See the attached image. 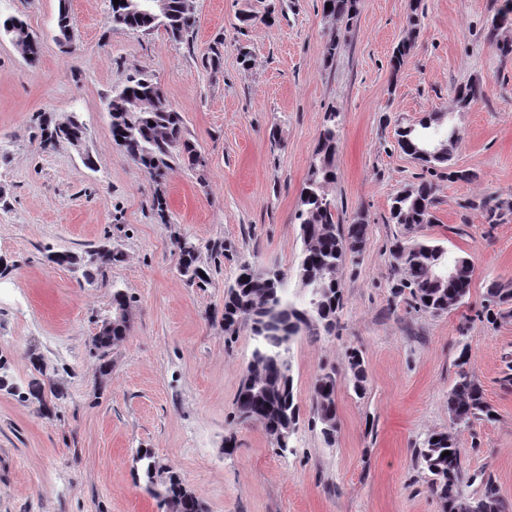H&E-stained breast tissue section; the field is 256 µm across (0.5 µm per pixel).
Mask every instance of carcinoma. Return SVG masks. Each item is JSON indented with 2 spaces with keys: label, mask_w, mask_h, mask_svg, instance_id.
I'll return each instance as SVG.
<instances>
[{
  "label": "carcinoma",
  "mask_w": 512,
  "mask_h": 512,
  "mask_svg": "<svg viewBox=\"0 0 512 512\" xmlns=\"http://www.w3.org/2000/svg\"><path fill=\"white\" fill-rule=\"evenodd\" d=\"M330 4L325 14L352 20L358 0H323ZM166 10L156 18L150 0H119L111 6L112 22L133 31L165 29L169 37L181 42L193 33L196 19L187 0H165ZM58 42H71V24L66 0H60L57 18ZM0 33L10 36L29 63L40 55V42L29 33L25 22L17 16L0 19ZM411 42H402L392 56L393 74L407 63ZM482 94L476 83L455 90V104L464 111ZM112 139L153 181L163 185L171 163L180 160L192 169L205 167V159L185 136L182 115L168 102L161 86L149 75L138 72L114 91L109 103ZM338 113L329 112L319 133L308 178L300 193L299 221L302 250L295 268V288L270 278L267 273L241 266L232 285L224 291V335L232 340L241 323L249 324L254 347L245 367L246 383L239 389L234 418L240 423L262 428L269 436L291 435L300 421V406L294 391L291 347L301 331L317 336L331 333L343 296L338 274L348 259L360 253L368 235V224L357 218L349 224L340 222L336 199L328 193L336 181L335 155L338 140ZM426 129L424 122L400 127L396 131L397 145L409 153L410 141ZM43 140L66 141L70 145L83 139L84 126L75 114L56 119L43 114L40 119ZM444 146L440 157L428 159L430 165L448 167L451 181H470L476 174L451 167L453 152L459 137L443 133ZM434 184L423 180L414 188L397 194L390 207L391 220L410 228L431 224L435 219ZM488 223L497 224L504 211L512 205L493 198L470 203ZM179 274L191 284H205L201 276L207 269L199 263L200 246L187 238L175 242ZM393 273L392 293L402 298L416 311L442 313L462 305L470 294L473 266L465 257H449L444 247L427 241L395 239L391 249ZM118 254L100 246L79 257L61 252L55 257L59 264L84 267V277L91 282L95 274L112 266ZM441 260L456 269V279L438 283L432 276L436 261ZM512 313V285L493 283L487 288L485 304L477 317L495 321ZM130 319L113 320V326L101 327L92 340L93 356L101 375H109V351L128 335ZM468 344H463L456 363L455 379L448 391V416L451 430L429 435L415 449L418 466L428 473V489L442 504L443 512H512L489 476H469L463 467V451L457 444L454 430L468 427L475 420L492 421L494 408L487 402L480 384L467 368ZM354 392L365 394L367 374L361 354L352 349L345 352ZM37 376L31 378L18 394L25 399L43 400L45 388L51 384L46 365L36 360ZM336 379L331 373L319 376L312 395L311 412L314 423L320 424L325 442L335 439L337 432L335 406ZM450 455H444V452ZM138 478L146 490L158 500L159 507L173 512H202L195 495L176 472L163 468L154 454L144 448L136 451ZM480 481L479 490L466 497L462 484Z\"/></svg>",
  "instance_id": "1"
}]
</instances>
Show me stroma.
Wrapping results in <instances>:
<instances>
[{"instance_id": "35a3bbf8", "label": "stroma", "mask_w": 512, "mask_h": 512, "mask_svg": "<svg viewBox=\"0 0 512 512\" xmlns=\"http://www.w3.org/2000/svg\"><path fill=\"white\" fill-rule=\"evenodd\" d=\"M67 2L72 41L57 39ZM110 0H0L40 40L28 63L0 37V512H161L135 478L136 449L173 467L203 512H442L414 450L449 426L448 391L460 350L493 421L457 434L467 474L492 477L512 504V316L476 317L491 282L512 281V212L486 224L470 203L512 202V27L492 29L504 0H359L353 20L325 16L322 0H191L192 37L113 24ZM255 13L250 26L238 20ZM341 50L326 60L324 47ZM410 41L392 73L394 48ZM152 73L181 113L203 171L177 165L166 177L168 219L153 208L156 185L112 140L107 104L136 71ZM482 95L454 112L456 86ZM339 112L337 179L329 188L344 222L363 216L368 236L340 279L332 333L292 345L300 422L288 451L258 427L234 421L253 340L241 325L224 340V290L240 263L293 272L302 243L296 219L319 131ZM45 112L76 114L83 148L44 147ZM449 112L458 129L452 181L402 152L398 127ZM431 180V224L392 223L393 197ZM440 244L473 264L465 304L442 315L391 295L389 250L398 236ZM202 248L208 285L176 269L174 241ZM107 244L122 255L86 282L80 267L49 261ZM223 248L213 257L211 247ZM132 296L130 333L112 347L101 381L90 342L112 315L113 288ZM472 318L460 336L464 318ZM361 352L367 391L357 396L345 364ZM41 355L52 379L43 401L14 393ZM336 374L338 431L325 442L310 423L320 373ZM234 437V447L224 445Z\"/></svg>"}]
</instances>
